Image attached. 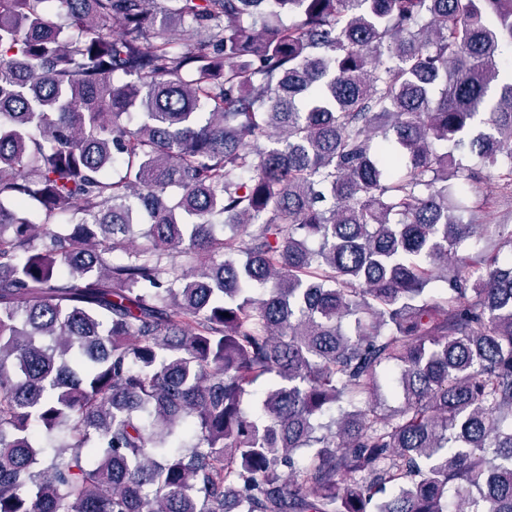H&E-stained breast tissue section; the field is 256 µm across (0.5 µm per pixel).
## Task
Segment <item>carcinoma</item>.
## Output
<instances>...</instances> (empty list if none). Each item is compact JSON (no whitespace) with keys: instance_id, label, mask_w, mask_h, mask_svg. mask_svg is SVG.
<instances>
[{"instance_id":"carcinoma-1","label":"carcinoma","mask_w":512,"mask_h":512,"mask_svg":"<svg viewBox=\"0 0 512 512\" xmlns=\"http://www.w3.org/2000/svg\"><path fill=\"white\" fill-rule=\"evenodd\" d=\"M156 4L0 0V512H512V0ZM457 193L469 207L480 206V211L474 212L472 219L478 224L484 221L490 225L480 246L492 242L496 238L495 225L508 224L512 226V196L506 195L499 188L497 181L481 175L476 180L467 181L457 188Z\"/></svg>"}]
</instances>
